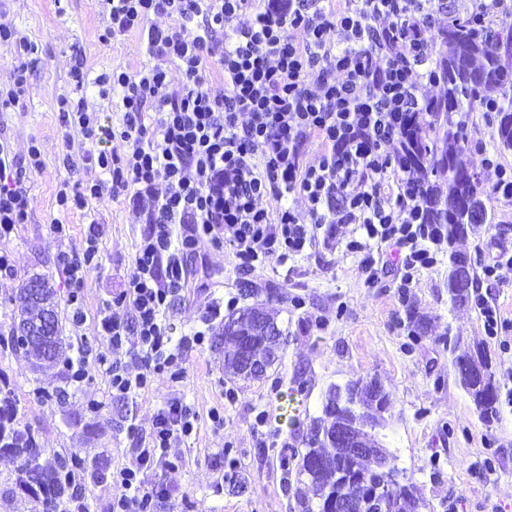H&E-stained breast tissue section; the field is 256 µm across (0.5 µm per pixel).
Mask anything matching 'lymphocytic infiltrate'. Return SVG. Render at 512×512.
I'll return each instance as SVG.
<instances>
[{"label": "lymphocytic infiltrate", "instance_id": "1", "mask_svg": "<svg viewBox=\"0 0 512 512\" xmlns=\"http://www.w3.org/2000/svg\"><path fill=\"white\" fill-rule=\"evenodd\" d=\"M109 19L107 33L143 32L151 66L99 76L102 94L119 98V115L103 126L84 101L68 98L61 112L91 148L102 179L62 182L61 211L85 209L104 195L129 196L149 229L123 292L125 318L111 305L97 331L113 358L112 390L129 397L153 376L182 371L166 314L186 286L185 250L210 238L228 246L242 270L309 248L322 224H355L363 240L397 251L405 283L437 262L438 231L424 205L425 182L402 138L411 121L427 116L428 87L441 84L428 25L462 4L467 18L494 17L503 0H96ZM174 17L160 29L152 16ZM13 48L14 83L1 102L20 101L27 37L0 26ZM215 59L224 97L206 88V62ZM185 76L172 86L171 69ZM318 164L305 160L309 144ZM38 145L25 158L0 141V238L29 218L31 172L41 169ZM299 197L306 211L289 206ZM189 226L179 234L180 226ZM102 228L90 222L81 252H60L71 288L74 327H82V289L99 264ZM195 414L179 400L154 419L148 447L112 481L121 493L112 512H154L161 471L173 438L191 435Z\"/></svg>", "mask_w": 512, "mask_h": 512}]
</instances>
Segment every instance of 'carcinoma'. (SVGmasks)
<instances>
[{
	"mask_svg": "<svg viewBox=\"0 0 512 512\" xmlns=\"http://www.w3.org/2000/svg\"><path fill=\"white\" fill-rule=\"evenodd\" d=\"M431 42L441 46L437 64L444 76V92L432 102L430 119L408 131L404 146L419 166L435 176V181L427 183L424 203L431 223L441 225L442 241L448 244L449 301L454 307H466L474 278L467 261L456 263L461 253L454 245L476 226L491 223L492 213L472 172L465 117L487 99L500 100L493 139L500 150L512 151V125L505 120V113L512 110V25L487 21L476 29L467 19H453L432 34ZM40 281L46 307H50L51 336L44 342L19 343L11 329L9 336H0V343L23 352L36 370L44 371L69 357L56 314L55 291L45 278ZM28 291L26 283L19 288L17 310L29 320L44 318L45 307L32 303ZM256 308L262 304L229 312L213 334V348L224 354V366L245 380L250 375L240 367L242 353L271 365L279 358V336L243 321L244 313ZM409 318L411 340L428 337L427 317L413 311ZM454 368L480 418L485 422L498 419L500 391L485 348L455 357ZM388 398L389 393L374 378L328 388L322 416L309 425L303 439L305 453L297 464V481L309 484L314 492L312 498L298 499L301 512H336V501H360L368 485L384 481L385 475L367 456L348 458L336 434L344 431L353 439L371 441L367 423L386 412ZM0 454L19 460L15 488L41 494L43 512H88L78 483L88 472L105 479L100 459L89 458L80 448L61 455L39 447L35 431L23 422L12 391L4 386L0 387ZM388 505V512H420L425 502L415 496L412 484L405 483L388 495Z\"/></svg>",
	"mask_w": 512,
	"mask_h": 512,
	"instance_id": "cac0c4a2",
	"label": "carcinoma"
}]
</instances>
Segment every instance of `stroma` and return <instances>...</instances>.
Here are the masks:
<instances>
[{
	"instance_id": "35a3bbf8",
	"label": "stroma",
	"mask_w": 512,
	"mask_h": 512,
	"mask_svg": "<svg viewBox=\"0 0 512 512\" xmlns=\"http://www.w3.org/2000/svg\"><path fill=\"white\" fill-rule=\"evenodd\" d=\"M0 24L21 31L36 47L24 96L0 115V139L20 156L30 143H39L43 157L42 169L29 182L28 222L0 239V251L13 259L11 275L0 276V325L12 323L18 288L40 274L58 293V319L71 347L107 357L111 350L96 332L98 316L104 302L124 289L148 226L122 197L107 195L87 211L60 213V183L90 182L101 171L83 161L89 144L68 134L58 103L64 96L85 98L101 124H111L115 103L99 97L93 86L77 88L72 69L82 64L91 79L117 67L139 72L149 62L145 41L137 31L102 41L107 21L92 0H0ZM491 212V223L456 244L476 270L493 262L500 249L512 247V205L495 201ZM58 218L69 226L61 241L50 234ZM93 221L103 227L100 260L82 290L85 323L78 331L57 257L82 251ZM358 234L354 224L323 225L303 254L249 272L237 267L230 249L200 240L187 259L188 285L167 314L174 342L185 347L180 380L158 375L135 396L119 398L102 370L73 384L65 366L37 372L23 353L0 350V381L12 389L40 447L59 454L72 448L100 454L108 478L88 476L82 482L90 512H112L120 490L111 473L147 445L156 415L174 397L194 410L196 422L190 436L171 443L179 464L163 477L168 493L157 499L156 512H299L280 466L281 448H302V435L310 419L320 416L329 385L371 378L391 399L375 434L427 503L426 512H512V331L490 337L476 305L451 307L447 251H440L435 268L420 272L405 288L395 264L370 266L366 252H347V242ZM243 281L290 331L281 361L251 381L227 372L211 342L192 341L195 331H210L230 307L244 306ZM413 309L427 314L432 324L419 342L408 336L407 315ZM444 334L461 337L464 347L487 350L501 393L498 421L483 422L460 387L452 357L439 341ZM58 387L68 390L64 405L34 395L35 389ZM293 389L295 401L286 402ZM93 401L99 412L89 411ZM216 413L221 423L213 422ZM16 468L12 458L0 455V512H42L36 497L11 492Z\"/></svg>"
}]
</instances>
